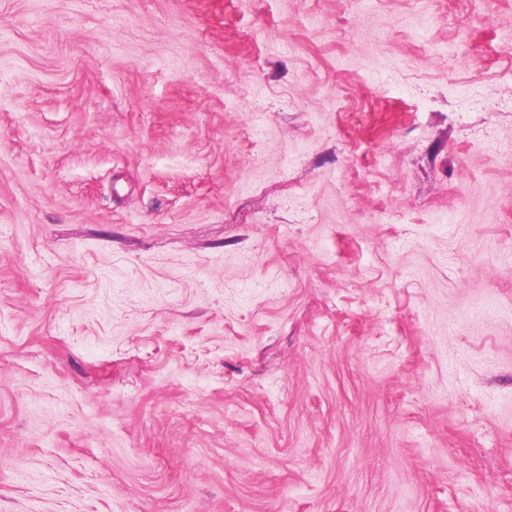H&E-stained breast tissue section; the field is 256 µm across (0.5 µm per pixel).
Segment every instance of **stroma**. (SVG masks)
I'll return each mask as SVG.
<instances>
[{"instance_id": "stroma-1", "label": "stroma", "mask_w": 512, "mask_h": 512, "mask_svg": "<svg viewBox=\"0 0 512 512\" xmlns=\"http://www.w3.org/2000/svg\"><path fill=\"white\" fill-rule=\"evenodd\" d=\"M0 512H512V0H0Z\"/></svg>"}]
</instances>
